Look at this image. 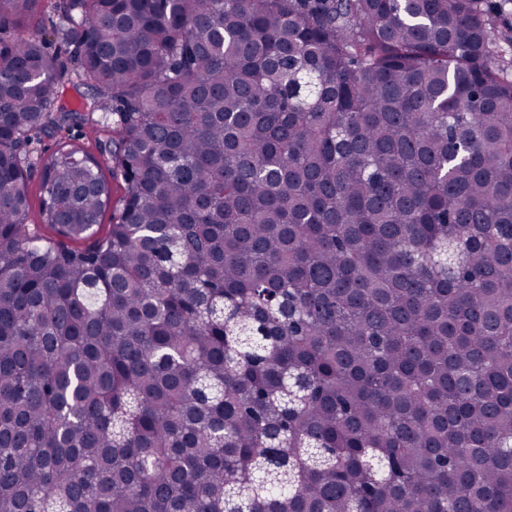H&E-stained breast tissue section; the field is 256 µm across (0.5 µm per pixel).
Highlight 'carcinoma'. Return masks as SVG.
<instances>
[{
	"label": "carcinoma",
	"mask_w": 512,
	"mask_h": 512,
	"mask_svg": "<svg viewBox=\"0 0 512 512\" xmlns=\"http://www.w3.org/2000/svg\"><path fill=\"white\" fill-rule=\"evenodd\" d=\"M48 7L72 72L0 35V512H512L486 0ZM96 113L115 205L32 148Z\"/></svg>",
	"instance_id": "carcinoma-1"
}]
</instances>
